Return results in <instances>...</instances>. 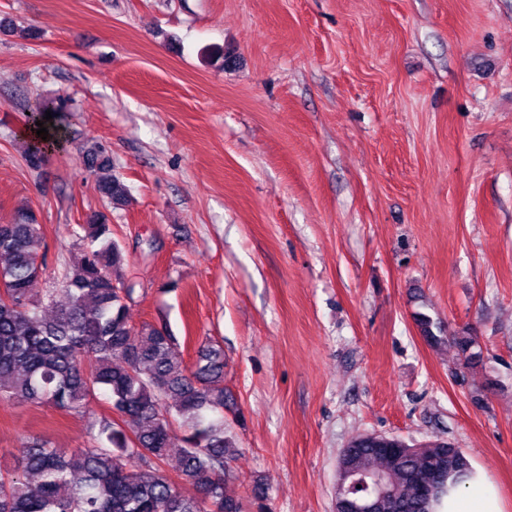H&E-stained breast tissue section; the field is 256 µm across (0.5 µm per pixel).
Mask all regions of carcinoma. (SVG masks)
I'll return each instance as SVG.
<instances>
[{"mask_svg":"<svg viewBox=\"0 0 512 512\" xmlns=\"http://www.w3.org/2000/svg\"><path fill=\"white\" fill-rule=\"evenodd\" d=\"M29 121L48 130L27 147L38 169L42 151L69 141V131L61 118L46 120L40 105ZM85 153L83 176L109 204L125 205L129 192L112 159L97 145ZM82 228L87 245L57 307L52 296L31 293L46 268L42 226L30 212L0 224V396L79 413L101 391L117 419L96 420L86 448L29 441L16 468L0 471V512H242L224 493L234 456L224 426V350L209 343L190 367L168 326L130 324L134 288L123 279V249L104 214ZM416 324L429 345L444 343L429 316L418 314ZM175 422L187 435L174 479L164 464ZM470 472L462 449L446 441L415 447L362 434L341 450L336 478L344 479L342 495L375 500L377 512H433L448 484Z\"/></svg>","mask_w":512,"mask_h":512,"instance_id":"cac0c4a2","label":"carcinoma"}]
</instances>
